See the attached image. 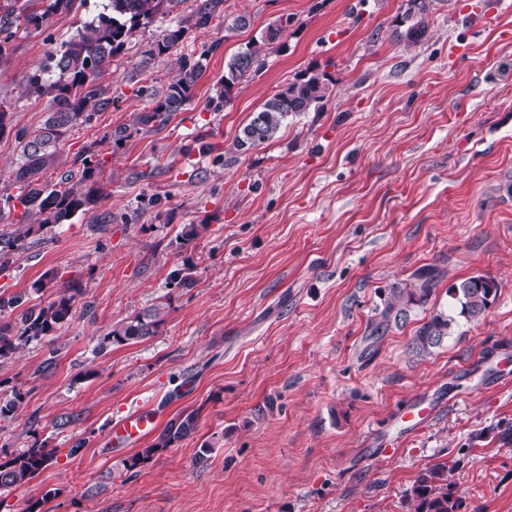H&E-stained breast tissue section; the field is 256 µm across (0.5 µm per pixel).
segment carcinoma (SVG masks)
<instances>
[{
    "label": "carcinoma",
    "mask_w": 512,
    "mask_h": 512,
    "mask_svg": "<svg viewBox=\"0 0 512 512\" xmlns=\"http://www.w3.org/2000/svg\"><path fill=\"white\" fill-rule=\"evenodd\" d=\"M74 0H49L41 11L21 9L16 20L24 27L39 29L50 16L60 10L71 8ZM174 0H108L104 11L86 23L78 34L63 42L60 48L50 52L44 72L54 73L57 79H45L33 75L28 84L29 92L38 96L52 97L53 107L42 125L33 133L19 130L15 140L20 146L21 162L15 170V181L20 184L18 199L24 207L25 222L19 225L16 234L0 236V268L8 265L21 242L36 232V227L59 224L75 213L85 212L96 203L101 187L94 179L95 168L88 157L81 158L80 182L84 187L76 188L64 178L50 186L41 182L43 171L56 161L58 143L78 125L90 119L87 109L105 108L110 99L97 83L99 74L110 68L112 60L124 47L126 40L139 26L150 23ZM434 0H410V7L401 22L419 15L410 24L406 37L419 41L425 33V15ZM186 28L169 29L163 37L145 52L144 64L171 53L182 41ZM281 30L268 28L262 39L246 44L224 66V78L216 88V101L229 102L234 89L261 65V57L270 45L279 40ZM178 74L166 89L153 93L151 110L137 115L134 124L165 125L171 117L181 111L191 100L192 90L205 71L202 60L180 57ZM332 80L324 72H312L287 83L268 96L254 113L250 121L240 130L233 141V158L253 147L267 143L278 135L290 117H296L319 107L330 94ZM441 273L435 268L416 271L411 282L396 288L389 300L371 322V335L382 336L391 325L405 321L413 306L427 304L440 281ZM499 285L490 276L477 275L453 284L448 288V297L453 301L450 313L439 312L431 316L413 336L411 348L418 356H428L452 335L458 326V318L467 321L481 317L495 300ZM83 294L79 285L69 284L58 296L39 308H27L17 316L0 322V364L11 358L21 348L51 340L55 333L67 323L74 306ZM162 307L157 305L132 318L113 324L98 343V352L112 344H129L144 341L157 333L162 322ZM198 415L194 411L181 412L167 423L157 441L124 460L127 471L136 469L155 454L174 446L191 436L197 429ZM52 452L44 445L34 443L31 448L10 458L0 460V488H20L32 482L51 460ZM453 469L438 464L429 469L407 493L413 512H461L463 501L454 497V482L449 474Z\"/></svg>",
    "instance_id": "obj_1"
}]
</instances>
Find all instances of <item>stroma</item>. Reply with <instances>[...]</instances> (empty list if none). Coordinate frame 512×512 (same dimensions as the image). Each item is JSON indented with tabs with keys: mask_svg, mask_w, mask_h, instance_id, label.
Instances as JSON below:
<instances>
[{
	"mask_svg": "<svg viewBox=\"0 0 512 512\" xmlns=\"http://www.w3.org/2000/svg\"><path fill=\"white\" fill-rule=\"evenodd\" d=\"M212 7L206 28L189 21ZM75 0L39 30L15 29L0 63V234L17 229L14 130L35 131L49 97L29 78L102 11ZM408 0H178L128 38L99 79L110 103L58 146L43 181L79 177L92 152L102 193L89 211L46 225L0 270V295L46 304L83 294L53 341L0 366V450L52 449L28 485L0 489V512L47 490V512H409L406 494L439 463L453 467L465 512H512V0H434L419 43L404 39ZM249 15L228 30L224 20ZM292 22L230 102L209 100L224 63L282 17ZM176 54L144 53L177 24ZM206 60L194 96L162 127L132 130L177 56ZM332 79L316 110L227 158L266 97L310 69ZM120 126L127 137L113 144ZM190 224L203 225L185 238ZM424 267L442 279L407 321L370 333L376 307ZM190 269L188 288L171 282ZM494 278L479 319L432 355L409 345L448 288ZM163 305L155 336L94 348L109 327ZM51 369H44L45 360ZM438 413L384 452L402 411ZM153 407L159 426L196 411L191 436L129 472L107 454L115 420ZM210 444L198 458L202 444Z\"/></svg>",
	"mask_w": 512,
	"mask_h": 512,
	"instance_id": "obj_1",
	"label": "stroma"
}]
</instances>
